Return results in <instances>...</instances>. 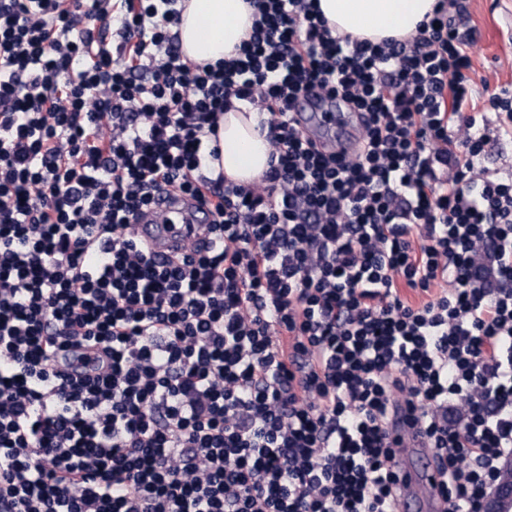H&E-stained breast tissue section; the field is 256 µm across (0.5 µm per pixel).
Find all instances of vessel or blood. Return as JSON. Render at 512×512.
<instances>
[{
	"label": "vessel or blood",
	"mask_w": 512,
	"mask_h": 512,
	"mask_svg": "<svg viewBox=\"0 0 512 512\" xmlns=\"http://www.w3.org/2000/svg\"><path fill=\"white\" fill-rule=\"evenodd\" d=\"M293 116L300 123L301 131L324 153L339 152L350 148L347 133L352 117L332 109L330 103L319 100L313 92L303 93L294 103ZM163 211L164 221H157L152 212L137 217L133 233L139 241L147 243L157 253L172 252L185 241L200 238L210 216L196 202L183 197H166L157 204ZM419 449H412L407 456L409 469L419 493L424 496L421 512H436L437 506L426 495L433 473L420 462Z\"/></svg>",
	"instance_id": "vessel-or-blood-1"
}]
</instances>
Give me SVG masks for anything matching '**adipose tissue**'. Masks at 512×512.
I'll use <instances>...</instances> for the list:
<instances>
[{
  "label": "adipose tissue",
  "mask_w": 512,
  "mask_h": 512,
  "mask_svg": "<svg viewBox=\"0 0 512 512\" xmlns=\"http://www.w3.org/2000/svg\"><path fill=\"white\" fill-rule=\"evenodd\" d=\"M435 0H319L334 30L374 42L413 32ZM251 26L245 0H188L179 26L184 56L195 63L230 56ZM224 175L245 184L268 168L271 148L258 128L257 114L245 108L225 112L219 126Z\"/></svg>",
  "instance_id": "1"
}]
</instances>
